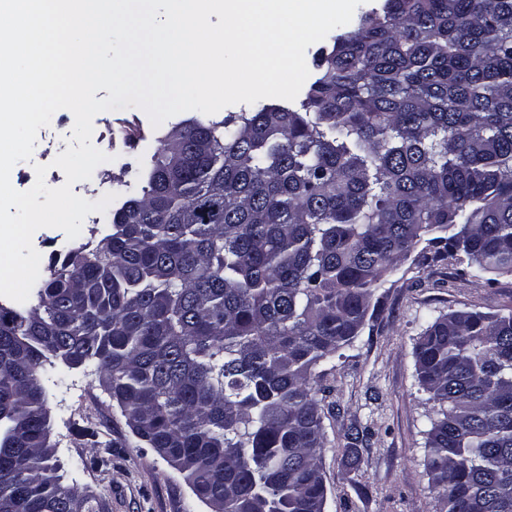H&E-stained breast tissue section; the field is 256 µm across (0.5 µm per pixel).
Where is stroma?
Returning a JSON list of instances; mask_svg holds the SVG:
<instances>
[{"instance_id": "1", "label": "stroma", "mask_w": 512, "mask_h": 512, "mask_svg": "<svg viewBox=\"0 0 512 512\" xmlns=\"http://www.w3.org/2000/svg\"><path fill=\"white\" fill-rule=\"evenodd\" d=\"M189 117L185 111L155 127L136 107L97 114L92 140L108 160L95 178L75 183L73 193L92 202L108 193L120 202L141 195L161 137ZM73 124L72 113L61 109L40 128L32 162L13 168L15 189L34 184L37 163L49 167L48 186L64 183V173L52 162L66 151ZM103 216L104 223L83 225L74 241L56 228L37 230L33 245L41 267L75 242H96L109 234L112 213ZM458 270L445 257L425 264L412 255L403 259L375 294L376 312L352 346L323 363L318 398L326 439L320 461L325 512H437L424 468L435 409L418 382L415 344L430 322L448 312L512 311V276L498 277L487 288L462 278ZM41 383L65 483L92 494L104 512H209L182 476L132 435L94 372L61 365L44 372ZM353 431L362 435L355 443L347 439ZM349 447L358 458L353 467L345 456Z\"/></svg>"}]
</instances>
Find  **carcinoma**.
<instances>
[{"instance_id": "carcinoma-1", "label": "carcinoma", "mask_w": 512, "mask_h": 512, "mask_svg": "<svg viewBox=\"0 0 512 512\" xmlns=\"http://www.w3.org/2000/svg\"><path fill=\"white\" fill-rule=\"evenodd\" d=\"M316 69L299 111L167 132L112 232L0 304V512H100L50 464L58 361L210 512H325L317 368L394 264L512 276V0H383ZM414 357L439 512H512V311L439 316Z\"/></svg>"}]
</instances>
